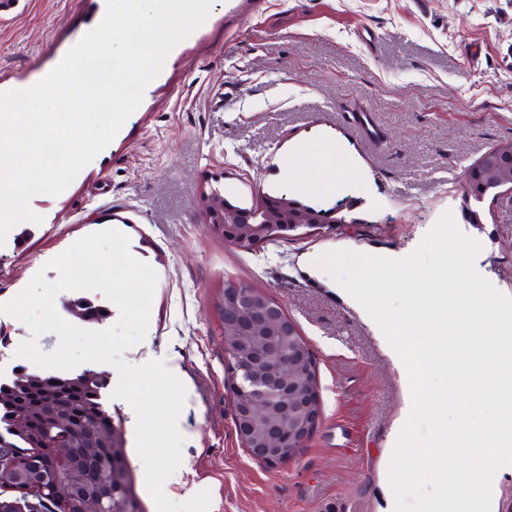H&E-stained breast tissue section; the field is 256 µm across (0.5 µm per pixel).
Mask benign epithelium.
I'll return each mask as SVG.
<instances>
[{
  "label": "benign epithelium",
  "mask_w": 512,
  "mask_h": 512,
  "mask_svg": "<svg viewBox=\"0 0 512 512\" xmlns=\"http://www.w3.org/2000/svg\"><path fill=\"white\" fill-rule=\"evenodd\" d=\"M512 188V146L484 153L466 173L469 197ZM204 221L224 240L244 251L288 237L301 226L321 228L337 220L285 200L269 199L258 211L232 208L216 188L200 197ZM224 348L233 374V408L237 434L256 460L275 466L303 447L321 414L314 356L301 340L296 324L282 306L246 283L230 281L219 304ZM85 391L76 380L48 385L32 375L26 392L5 400L19 407L12 430L39 449L36 469L15 466L16 449L0 448L5 474L0 478V512H26L18 491L33 492L50 477L45 489L58 505L77 503L79 512L110 509L109 485L98 474L108 463L102 453L112 434L97 428L92 413L80 408Z\"/></svg>",
  "instance_id": "7a95c632"
}]
</instances>
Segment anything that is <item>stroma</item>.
I'll return each instance as SVG.
<instances>
[{
    "label": "stroma",
    "mask_w": 512,
    "mask_h": 512,
    "mask_svg": "<svg viewBox=\"0 0 512 512\" xmlns=\"http://www.w3.org/2000/svg\"><path fill=\"white\" fill-rule=\"evenodd\" d=\"M106 0H25L0 20V91L45 77L99 22ZM213 0L210 22L168 55L159 76L110 144L59 195L31 197L41 223L15 226L0 246V303L49 260L108 228L157 273L144 340L124 352L141 365L164 361L186 388L178 420L181 463L164 494L183 503L209 491V512H393L390 433L405 403L398 373L372 319L306 259L353 249L401 259L443 212L480 242L478 272L512 296V192L468 198L469 166L512 140V0H260L227 17ZM376 39L364 43V32ZM366 105L380 141L346 120ZM336 148L342 189L295 192L285 165L318 177L320 148ZM249 207L266 195L318 209L339 207L331 233L298 230L252 252L205 224L202 187ZM477 210L480 223L469 221ZM268 293L295 322L316 361L320 421L291 460L271 468L243 447L234 422L218 305L225 280ZM58 337H33L0 313V383ZM102 399L130 471L136 512H156L138 455L129 403L112 398L107 364Z\"/></svg>",
    "instance_id": "1"
}]
</instances>
